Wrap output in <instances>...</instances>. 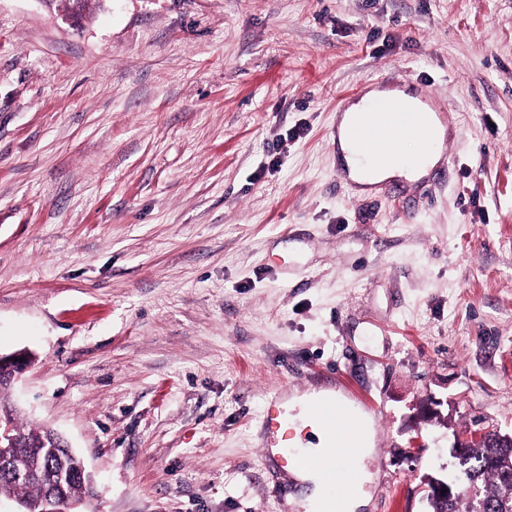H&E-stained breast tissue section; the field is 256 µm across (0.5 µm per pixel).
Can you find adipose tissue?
<instances>
[{"label":"adipose tissue","instance_id":"adipose-tissue-1","mask_svg":"<svg viewBox=\"0 0 512 512\" xmlns=\"http://www.w3.org/2000/svg\"><path fill=\"white\" fill-rule=\"evenodd\" d=\"M377 96V91L368 92L366 97L351 103L338 117L336 159L347 179L362 194L374 193L380 184L390 180L399 179L411 184L417 183L428 175L439 160L438 154L423 152L418 146L406 148L405 153L409 161L405 164H369L357 158L350 146L347 130L365 112L370 101Z\"/></svg>","mask_w":512,"mask_h":512}]
</instances>
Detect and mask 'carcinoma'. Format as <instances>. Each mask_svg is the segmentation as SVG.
Wrapping results in <instances>:
<instances>
[{"label": "carcinoma", "mask_w": 512, "mask_h": 512, "mask_svg": "<svg viewBox=\"0 0 512 512\" xmlns=\"http://www.w3.org/2000/svg\"><path fill=\"white\" fill-rule=\"evenodd\" d=\"M4 426L15 442L7 450V460L0 463V497L19 498L35 509L46 495L44 487L35 481L6 479V466L15 460L32 471L53 466L71 472L77 469L79 458L42 444L49 435L46 427L24 426L14 415ZM454 481L474 489L475 500L452 503L434 495L428 498L430 512H512V435L491 431L484 440L469 445L463 459L455 461Z\"/></svg>", "instance_id": "obj_1"}]
</instances>
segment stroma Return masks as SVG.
Wrapping results in <instances>:
<instances>
[{
    "label": "stroma",
    "mask_w": 512,
    "mask_h": 512,
    "mask_svg": "<svg viewBox=\"0 0 512 512\" xmlns=\"http://www.w3.org/2000/svg\"><path fill=\"white\" fill-rule=\"evenodd\" d=\"M384 73L446 101L453 165L362 195L336 109ZM21 349L80 512H291L265 399L329 369L381 408L366 512H428L456 434L512 432V0H0Z\"/></svg>",
    "instance_id": "35a3bbf8"
}]
</instances>
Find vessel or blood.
Returning <instances> with one entry per match:
<instances>
[{"label":"vessel or blood","instance_id":"obj_1","mask_svg":"<svg viewBox=\"0 0 512 512\" xmlns=\"http://www.w3.org/2000/svg\"><path fill=\"white\" fill-rule=\"evenodd\" d=\"M445 110L441 99L426 92L421 95L420 108L413 112L404 110L393 98L381 97L371 103L366 117L358 119L347 135L354 152L366 162L378 156L399 160V143L410 136L423 139L425 149L443 154L447 151V141L429 140L425 134L430 117H442ZM345 411L343 400L332 392L323 393L311 402L310 414L322 428L325 438L324 450L311 452L297 445V421L288 404L287 389H275L262 420L263 458L308 467L329 482L350 487V475L344 462L360 448L361 437L356 429L339 428L337 421Z\"/></svg>","mask_w":512,"mask_h":512}]
</instances>
